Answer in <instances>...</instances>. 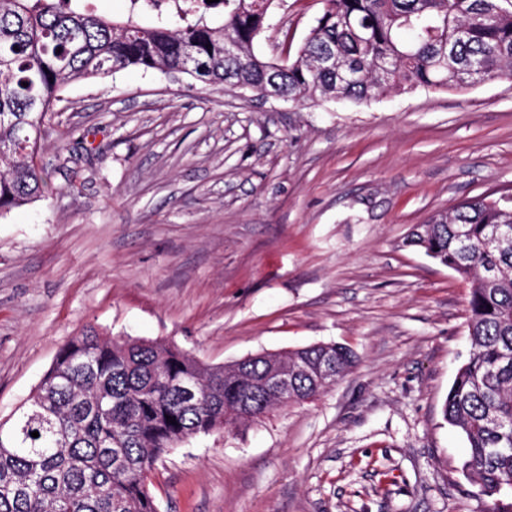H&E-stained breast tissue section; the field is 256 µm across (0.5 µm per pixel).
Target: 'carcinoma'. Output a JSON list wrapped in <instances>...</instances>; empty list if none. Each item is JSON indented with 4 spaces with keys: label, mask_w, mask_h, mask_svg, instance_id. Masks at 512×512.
Segmentation results:
<instances>
[{
    "label": "carcinoma",
    "mask_w": 512,
    "mask_h": 512,
    "mask_svg": "<svg viewBox=\"0 0 512 512\" xmlns=\"http://www.w3.org/2000/svg\"><path fill=\"white\" fill-rule=\"evenodd\" d=\"M223 2L214 26L208 10L158 13L143 25L136 9L114 21L86 3L0 0V214L44 196L47 174L33 156L50 105L72 81L139 67L257 95L273 89L303 105L512 79L508 0H323L288 64L255 51L274 0ZM227 41L237 47L232 57ZM326 48L334 70L319 65ZM406 245L471 284V350L442 414L465 438L462 473L486 502L483 512H512V205L463 200L416 225ZM275 359L293 373L296 403L314 400L355 363L350 349L328 343L208 366L157 341L94 329L70 339L0 422V512H159L147 480L165 453L279 406ZM188 380L199 385L193 401L181 391Z\"/></svg>",
    "instance_id": "obj_1"
}]
</instances>
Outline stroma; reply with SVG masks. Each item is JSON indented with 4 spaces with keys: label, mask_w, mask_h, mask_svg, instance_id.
I'll return each instance as SVG.
<instances>
[{
    "label": "stroma",
    "mask_w": 512,
    "mask_h": 512,
    "mask_svg": "<svg viewBox=\"0 0 512 512\" xmlns=\"http://www.w3.org/2000/svg\"><path fill=\"white\" fill-rule=\"evenodd\" d=\"M322 0H276L259 53L294 60ZM0 216V418L92 326L219 366L316 343L353 367L307 403L164 455L160 512H482L442 419L470 285L404 244L512 194V80L363 103L258 100L128 68L69 84Z\"/></svg>",
    "instance_id": "1"
}]
</instances>
